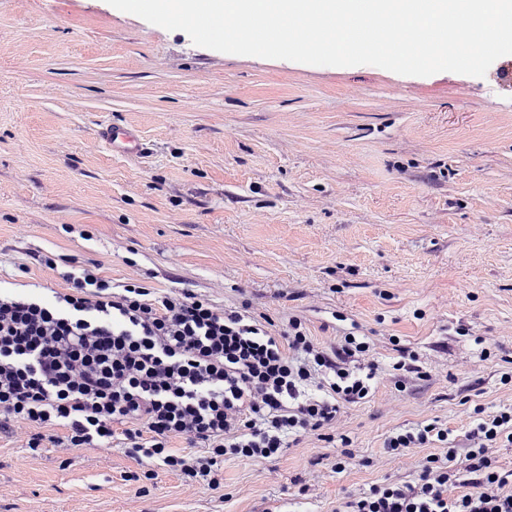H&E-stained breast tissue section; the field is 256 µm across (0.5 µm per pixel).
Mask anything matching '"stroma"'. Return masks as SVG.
Segmentation results:
<instances>
[{
	"mask_svg": "<svg viewBox=\"0 0 512 512\" xmlns=\"http://www.w3.org/2000/svg\"><path fill=\"white\" fill-rule=\"evenodd\" d=\"M512 55L485 76L400 75L218 52L107 0H0V290L51 299L77 259L112 282L250 301L318 342L369 337L372 396L345 408L355 456L309 435L275 460L225 461L220 487L127 449L32 452L0 438V512H335L403 483L440 443L390 459L386 439L474 406L512 407ZM138 131L115 155L98 129ZM90 239H83L81 230ZM136 267H129L127 257ZM432 376L396 377L399 348ZM488 358H481V350Z\"/></svg>",
	"mask_w": 512,
	"mask_h": 512,
	"instance_id": "stroma-1",
	"label": "stroma"
}]
</instances>
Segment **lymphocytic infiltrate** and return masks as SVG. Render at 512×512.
<instances>
[{"mask_svg":"<svg viewBox=\"0 0 512 512\" xmlns=\"http://www.w3.org/2000/svg\"><path fill=\"white\" fill-rule=\"evenodd\" d=\"M53 300L0 294V434L31 450L110 449L187 486L220 484L229 458L269 462L300 434L331 428L369 397L377 367L365 337L327 347L293 317L280 334L249 304L221 307L182 288L158 294L139 279L115 284L88 268L61 272ZM465 453L448 429L421 423L390 436V458L438 442L414 481L375 484L336 512H512V407L476 408ZM184 439L187 450L172 448ZM467 486L464 494L451 487Z\"/></svg>","mask_w":512,"mask_h":512,"instance_id":"f902f5d3","label":"lymphocytic infiltrate"}]
</instances>
